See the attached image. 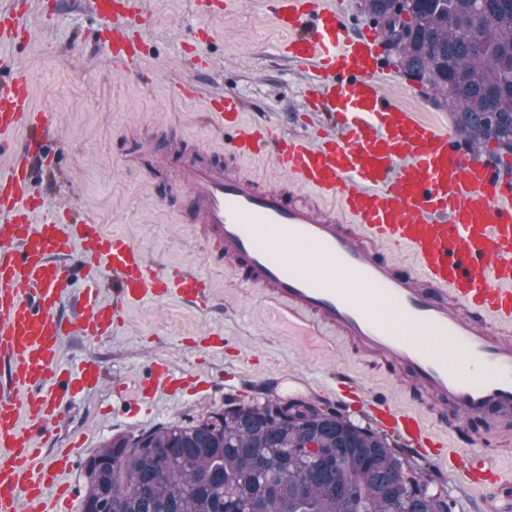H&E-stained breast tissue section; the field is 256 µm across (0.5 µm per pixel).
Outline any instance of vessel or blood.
<instances>
[{"instance_id":"obj_1","label":"vessel or blood","mask_w":512,"mask_h":512,"mask_svg":"<svg viewBox=\"0 0 512 512\" xmlns=\"http://www.w3.org/2000/svg\"><path fill=\"white\" fill-rule=\"evenodd\" d=\"M285 48L314 71L316 111L336 132L312 143L240 120L229 94L208 103L209 118L232 133L227 161L182 155L180 181L191 203L192 236L204 239L246 284L289 317L325 328L394 371L419 394L423 410L364 395L351 377L328 402L354 405L407 448L437 461L428 420L451 425L465 442L474 423L512 413V174L463 150L453 132L395 103L381 79L390 66L372 23L351 25L332 0H279ZM134 0H89L123 67L142 53L132 27ZM45 113L30 103L25 72L0 78V512H56L49 497L69 453L40 448L64 419L75 388L96 386L94 365L62 363L66 339L107 334L116 314L165 295L204 308L207 284L193 273L165 278L143 251L96 224L30 215L44 205L31 189L32 161H53ZM271 156L288 175L257 183L240 159ZM307 195L295 193V186ZM79 261H72V253ZM89 286L62 315L74 271ZM112 276L102 301L93 278ZM180 378L153 363L147 386ZM449 424V423H448ZM475 459L472 483L491 487L489 512H512V482Z\"/></svg>"}]
</instances>
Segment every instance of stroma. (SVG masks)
<instances>
[{
	"label": "stroma",
	"mask_w": 512,
	"mask_h": 512,
	"mask_svg": "<svg viewBox=\"0 0 512 512\" xmlns=\"http://www.w3.org/2000/svg\"><path fill=\"white\" fill-rule=\"evenodd\" d=\"M85 2L0 0V8L14 5L26 29L17 41H0V76L13 66L27 71L35 109L59 134L50 147L62 174L37 167L34 188L47 210L74 208L106 235L136 244L157 268L193 271L206 281L211 304L148 300L129 308L110 335L68 338L64 362L92 360L104 375L99 387L77 391L66 426L52 429L44 445L72 450L75 464L58 480L75 490L73 512H83L85 464L104 443L205 417L228 401L263 403L268 394L260 386L276 376L320 388L346 373L395 406L416 408L390 368L362 358L339 336L305 335L192 238L177 169L161 164L170 143L187 134L205 158H225L231 134L206 112L214 95L238 96L244 119L264 115L282 133L313 136L305 119L313 87L284 52L288 34L277 23L275 0H136L144 53L126 68L113 67L107 33ZM185 84L195 85L194 95L182 92ZM384 90L423 119L452 128L448 111L403 75ZM212 333L222 344L206 343ZM158 360L204 377L207 387L143 400L140 386ZM424 470L454 501V512H481L485 493L462 483L463 466L442 459Z\"/></svg>",
	"instance_id": "stroma-1"
}]
</instances>
